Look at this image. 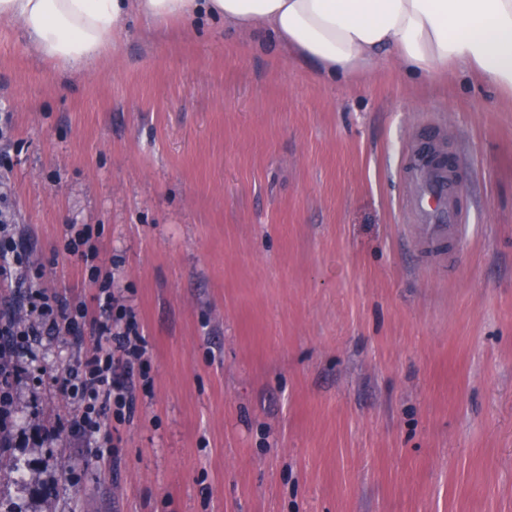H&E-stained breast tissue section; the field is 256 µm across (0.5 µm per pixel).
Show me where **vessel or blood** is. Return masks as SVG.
I'll return each instance as SVG.
<instances>
[{
    "label": "vessel or blood",
    "instance_id": "1",
    "mask_svg": "<svg viewBox=\"0 0 512 512\" xmlns=\"http://www.w3.org/2000/svg\"><path fill=\"white\" fill-rule=\"evenodd\" d=\"M455 195L442 170L420 163L407 206L415 221V245L429 258H440L443 249L458 237L463 227Z\"/></svg>",
    "mask_w": 512,
    "mask_h": 512
}]
</instances>
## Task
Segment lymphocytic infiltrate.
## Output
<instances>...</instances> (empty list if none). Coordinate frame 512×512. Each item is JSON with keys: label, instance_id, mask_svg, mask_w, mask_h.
Returning a JSON list of instances; mask_svg holds the SVG:
<instances>
[{"label": "lymphocytic infiltrate", "instance_id": "lymphocytic-infiltrate-1", "mask_svg": "<svg viewBox=\"0 0 512 512\" xmlns=\"http://www.w3.org/2000/svg\"><path fill=\"white\" fill-rule=\"evenodd\" d=\"M12 230V215L0 209V280L13 278L24 285L30 306L24 322L10 316L0 322V433L7 431L14 408L11 389L23 370L20 351H32L45 336H66L80 344V326L87 322L96 336L106 338V345L86 354L81 370L57 376L55 382L61 393L82 408L69 426L71 433L84 440L96 456H111L112 435L99 407L112 404L122 409L131 403L125 381L112 369V352L117 349L134 359L142 355V344L131 340L136 325L128 320L126 309L116 308L111 280L101 282L93 315L84 307L48 295L40 274L31 270L28 253L18 249Z\"/></svg>", "mask_w": 512, "mask_h": 512}]
</instances>
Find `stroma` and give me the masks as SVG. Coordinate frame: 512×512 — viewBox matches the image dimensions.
<instances>
[{"label": "stroma", "instance_id": "1", "mask_svg": "<svg viewBox=\"0 0 512 512\" xmlns=\"http://www.w3.org/2000/svg\"><path fill=\"white\" fill-rule=\"evenodd\" d=\"M268 41L130 20L62 75L0 23V180L48 292L100 273L147 342L97 457L52 383L98 345L45 340L15 385L0 512H512V98L398 63L317 81ZM455 162L450 270L413 250V143ZM92 233L88 228L72 232L65 235L64 251L72 256H76L91 271L92 276L99 272L97 265L99 251L95 243L91 241Z\"/></svg>", "mask_w": 512, "mask_h": 512}]
</instances>
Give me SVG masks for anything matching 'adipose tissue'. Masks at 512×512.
Wrapping results in <instances>:
<instances>
[{
  "label": "adipose tissue",
  "mask_w": 512,
  "mask_h": 512,
  "mask_svg": "<svg viewBox=\"0 0 512 512\" xmlns=\"http://www.w3.org/2000/svg\"><path fill=\"white\" fill-rule=\"evenodd\" d=\"M133 16L272 37L322 81L392 57L423 76L473 72L512 95V0H0V21H20L36 57L62 71L97 64Z\"/></svg>",
  "instance_id": "adipose-tissue-1"
}]
</instances>
